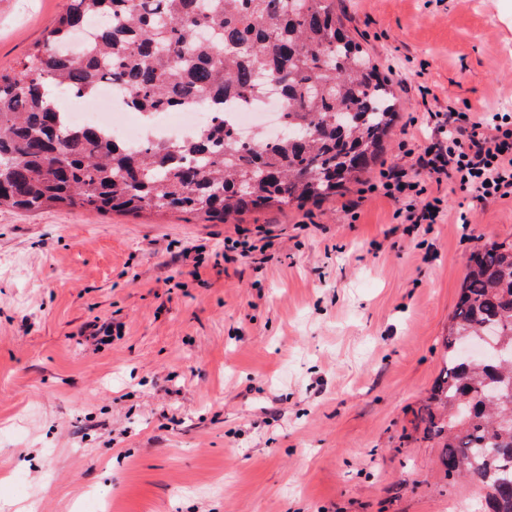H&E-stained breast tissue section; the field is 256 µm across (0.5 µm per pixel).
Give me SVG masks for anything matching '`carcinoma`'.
Masks as SVG:
<instances>
[{"mask_svg": "<svg viewBox=\"0 0 512 512\" xmlns=\"http://www.w3.org/2000/svg\"><path fill=\"white\" fill-rule=\"evenodd\" d=\"M81 55L63 47L96 15ZM108 79L137 112L272 88L286 132L246 140L220 119L138 152L101 125L77 130L50 89L90 96ZM396 120L389 74L349 34L337 0H68L25 59L0 72V208L178 211L203 222L319 202L367 172ZM486 328L511 363H471ZM421 417L445 478L470 481L484 512H512V242L473 252Z\"/></svg>", "mask_w": 512, "mask_h": 512, "instance_id": "1", "label": "carcinoma"}]
</instances>
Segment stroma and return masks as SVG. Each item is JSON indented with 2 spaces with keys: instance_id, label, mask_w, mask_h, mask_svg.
I'll return each instance as SVG.
<instances>
[{
  "instance_id": "1",
  "label": "stroma",
  "mask_w": 512,
  "mask_h": 512,
  "mask_svg": "<svg viewBox=\"0 0 512 512\" xmlns=\"http://www.w3.org/2000/svg\"><path fill=\"white\" fill-rule=\"evenodd\" d=\"M66 4L0 0V70ZM340 7L400 107L336 196L211 224L0 210V512H480L420 418L467 259L512 241V200L423 175L449 213L410 224L369 186L423 149L431 100L512 110V0ZM228 238L266 248L228 261Z\"/></svg>"
}]
</instances>
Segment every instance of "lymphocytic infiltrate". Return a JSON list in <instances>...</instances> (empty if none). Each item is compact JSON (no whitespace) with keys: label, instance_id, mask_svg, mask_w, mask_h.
<instances>
[{"label":"lymphocytic infiltrate","instance_id":"obj_1","mask_svg":"<svg viewBox=\"0 0 512 512\" xmlns=\"http://www.w3.org/2000/svg\"><path fill=\"white\" fill-rule=\"evenodd\" d=\"M429 144L415 158L414 169L395 165L385 170L372 191L400 204L407 221L441 224L445 213L439 200L412 204L419 183L413 170L435 180L453 179L480 204L512 199V113L487 116L450 106L428 110Z\"/></svg>","mask_w":512,"mask_h":512}]
</instances>
